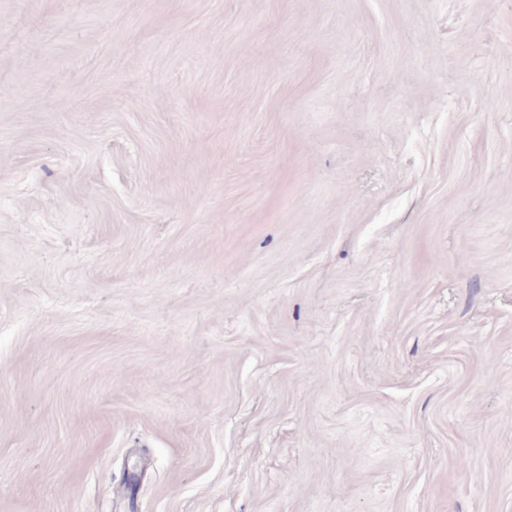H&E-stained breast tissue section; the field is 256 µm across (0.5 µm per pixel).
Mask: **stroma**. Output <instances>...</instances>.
<instances>
[{"label":"stroma","mask_w":512,"mask_h":512,"mask_svg":"<svg viewBox=\"0 0 512 512\" xmlns=\"http://www.w3.org/2000/svg\"><path fill=\"white\" fill-rule=\"evenodd\" d=\"M0 512H512V0H0Z\"/></svg>","instance_id":"35a3bbf8"}]
</instances>
